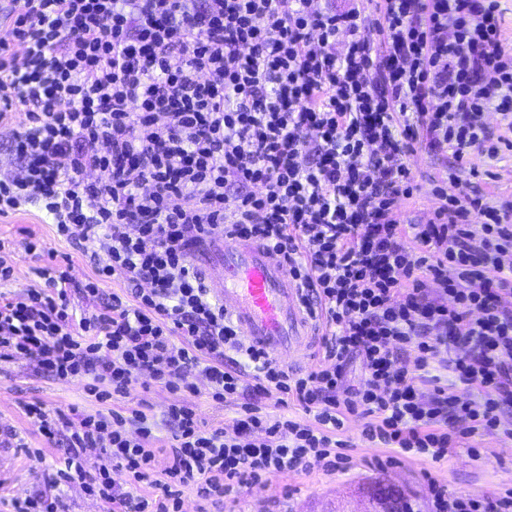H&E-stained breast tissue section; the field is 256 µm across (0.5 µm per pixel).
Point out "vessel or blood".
Instances as JSON below:
<instances>
[{
  "mask_svg": "<svg viewBox=\"0 0 512 512\" xmlns=\"http://www.w3.org/2000/svg\"><path fill=\"white\" fill-rule=\"evenodd\" d=\"M206 286L244 339L276 356L302 359L319 334L299 283L268 247L230 232L210 234L193 251Z\"/></svg>",
  "mask_w": 512,
  "mask_h": 512,
  "instance_id": "vessel-or-blood-1",
  "label": "vessel or blood"
}]
</instances>
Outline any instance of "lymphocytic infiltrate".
Here are the masks:
<instances>
[{"label": "lymphocytic infiltrate", "mask_w": 512, "mask_h": 512, "mask_svg": "<svg viewBox=\"0 0 512 512\" xmlns=\"http://www.w3.org/2000/svg\"><path fill=\"white\" fill-rule=\"evenodd\" d=\"M11 2L0 125L26 121L0 217L39 207L93 275L76 281L52 253L42 287L0 294V360L85 379L101 403L144 376L178 396L164 458L147 407L22 404L65 458L51 493L15 512H69L57 488L71 484L108 512H185L191 482L207 512L243 487L335 469L352 416L373 447L433 461L480 432L512 439V202L459 192L452 173L428 223L397 213L416 189L415 146L499 155L484 120L512 115L497 0H381L375 19L358 0ZM91 169L106 180L84 181ZM226 229L276 248L319 309L311 370L247 346L208 293L191 249ZM118 278L129 296L104 297ZM192 371L212 401L236 404L231 426L206 427L182 400ZM272 392L312 421L270 411ZM428 493L432 512H512V490L452 495L432 480Z\"/></svg>", "instance_id": "f902f5d3"}]
</instances>
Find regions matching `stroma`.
Instances as JSON below:
<instances>
[{
    "instance_id": "stroma-1",
    "label": "stroma",
    "mask_w": 512,
    "mask_h": 512,
    "mask_svg": "<svg viewBox=\"0 0 512 512\" xmlns=\"http://www.w3.org/2000/svg\"><path fill=\"white\" fill-rule=\"evenodd\" d=\"M417 190L403 201L399 217L405 224L426 223L437 205L433 188L456 171L463 187L479 191L489 203L512 201V151L503 150L499 159L481 162L478 152L463 160L453 155L433 156L417 148L406 158ZM0 239L12 251L13 275L0 284V293L20 296L40 285L36 274L44 258L30 252L27 244L39 240L45 249L70 255L72 274L82 280L92 270L82 253L57 236L53 225L44 223L36 208L0 219ZM24 401H40L50 407L77 406L98 410L89 398L84 382L75 378L61 381L37 372L35 364L19 356L0 362V424L13 426L27 441L28 450H40L41 461L31 460L18 448L0 447V512H13L18 497L47 493V477L59 465L62 451L46 445L33 422L21 411ZM363 422L350 419L342 437L350 441L348 450L355 467L348 471L315 469L306 474L275 477L268 482L228 496L212 512H377V489L387 484L398 486L407 512H430L425 487L435 480L453 494L497 496L512 489V440L495 435L475 436L470 448L452 449L447 459L432 462L421 458L391 456L388 449L368 446L361 437Z\"/></svg>"
}]
</instances>
